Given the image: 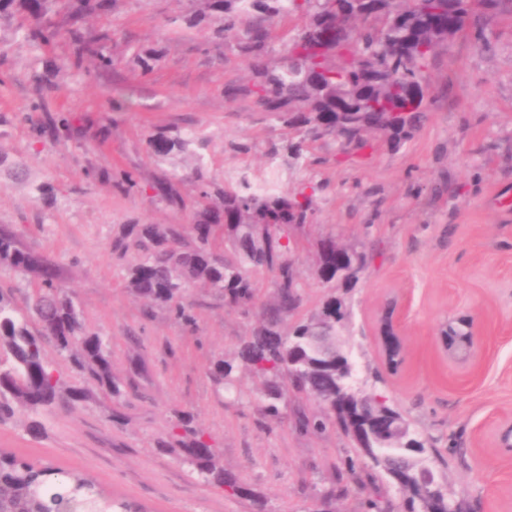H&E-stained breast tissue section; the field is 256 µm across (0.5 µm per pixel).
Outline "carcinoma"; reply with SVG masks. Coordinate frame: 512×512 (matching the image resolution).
I'll return each instance as SVG.
<instances>
[{
  "instance_id": "1",
  "label": "carcinoma",
  "mask_w": 512,
  "mask_h": 512,
  "mask_svg": "<svg viewBox=\"0 0 512 512\" xmlns=\"http://www.w3.org/2000/svg\"><path fill=\"white\" fill-rule=\"evenodd\" d=\"M51 0H0V14L17 5L33 19L25 30L34 42L49 43L59 34L48 19ZM209 11L221 16L217 34L236 39V47L257 80L247 92L259 99L265 111L303 134L291 145L294 159L303 158L308 138L334 134L344 143L361 147L367 135L382 133L399 144L419 131L428 106H411L418 79L437 52L448 45V29L459 35L480 28L478 11L512 10V0H466V18L457 16V0H342L345 19L355 22L354 47L344 52L336 37L323 38L324 30H336L327 17L336 12V0H205ZM260 15L272 21L298 14L304 23L290 39L278 62L265 61L270 31L247 17ZM195 138L170 137L163 132L149 138L153 156L163 159L183 153ZM201 198L216 196L219 207L204 206L195 212L192 242L183 241L180 227L163 224H127L123 238L131 239L145 255L128 274V288L140 299L171 307L187 319L180 303L184 288L203 284L224 296L230 306L256 303L252 272L274 274L275 304L264 309V323L247 337L237 362L218 359L211 377L218 385L235 382V371L247 370L265 384L261 411L276 417L285 391L280 380L288 378L298 393L325 405L327 415L303 427L324 430L338 426L350 436L359 455L369 459L398 455L404 465L395 469L406 494L405 512L418 507L419 472L433 476V512H448V490L440 482L435 465L414 452L424 442L412 431L399 443L374 436L378 419L402 417L385 397L366 393L357 386V374L337 375L346 364L356 365L352 352L340 342L350 312L342 295L330 294L319 311L283 334L280 314L295 307L300 284L289 258L293 243L286 229L301 228L313 215L312 198L302 190L292 194L253 188L242 182L224 188L198 178ZM234 251H216V233ZM366 256L341 246L330 236L320 240L316 272L327 276L330 287L348 289L357 280ZM0 266L28 278L27 310L18 311L11 296L0 290V422L22 408L37 412L61 402L85 398L82 388L66 384L62 373L49 361L45 345L68 355L72 367L88 376L111 396L120 394L112 374V358L103 339L87 333L73 300L52 267L29 251L7 228L0 227ZM176 450L208 482L234 494L243 487L224 476V468L206 440L205 433L181 415L172 441ZM0 512H142L127 502H117L93 478L51 465H36L0 451Z\"/></svg>"
}]
</instances>
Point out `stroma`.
Segmentation results:
<instances>
[{
	"instance_id": "35a3bbf8",
	"label": "stroma",
	"mask_w": 512,
	"mask_h": 512,
	"mask_svg": "<svg viewBox=\"0 0 512 512\" xmlns=\"http://www.w3.org/2000/svg\"><path fill=\"white\" fill-rule=\"evenodd\" d=\"M203 8L204 0H109L75 22L71 0H56L50 17L64 34L49 44L26 38V12L0 21V154L26 169L21 180L0 172V226L53 264L84 329L108 340L121 388L18 411L0 422V450L85 471L147 512H358L375 495L399 504V490L343 431L298 428L299 416L323 414L317 401L287 392L279 418L266 419L260 379L241 370L233 389L214 384V361L234 357L260 328L273 274L254 273L259 305L249 310L189 285V323L127 286L141 253L120 244L122 225L189 227L202 204L198 177L221 186L272 173L282 192L315 187L313 219L293 234L300 301L282 330L329 294L315 275L320 239L365 252L341 338L361 387L386 395L425 440L464 512H512V461L494 437L497 420L512 414V13L437 53L423 74L427 119L412 139L373 134L362 151L333 136L310 139L299 166L288 152L298 132L241 93L255 76L234 42L213 34L214 18L189 25ZM73 27L96 48L78 63ZM145 54L146 72L137 63ZM51 116L68 126H48ZM158 131L198 139L161 160L149 146ZM122 172L137 188L118 185ZM162 182L177 201L155 195ZM386 315L401 343L396 367L381 340ZM459 318L472 322L479 345L464 376L440 339ZM183 413L247 495L208 484L167 448ZM350 466L357 482L330 497L336 471Z\"/></svg>"
}]
</instances>
